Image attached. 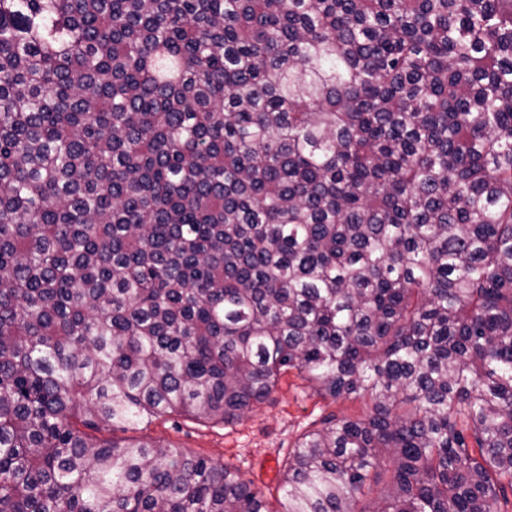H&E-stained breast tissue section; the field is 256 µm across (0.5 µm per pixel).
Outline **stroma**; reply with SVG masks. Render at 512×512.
<instances>
[{"label": "stroma", "instance_id": "1", "mask_svg": "<svg viewBox=\"0 0 512 512\" xmlns=\"http://www.w3.org/2000/svg\"><path fill=\"white\" fill-rule=\"evenodd\" d=\"M368 405L365 399L325 396L292 369L280 376L267 401L239 421L222 424L173 414L144 425L136 435L189 455L210 457L236 470L262 493L269 512H277L284 466L303 434L331 416L360 417Z\"/></svg>", "mask_w": 512, "mask_h": 512}]
</instances>
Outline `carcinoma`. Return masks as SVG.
Wrapping results in <instances>:
<instances>
[{
	"label": "carcinoma",
	"mask_w": 512,
	"mask_h": 512,
	"mask_svg": "<svg viewBox=\"0 0 512 512\" xmlns=\"http://www.w3.org/2000/svg\"><path fill=\"white\" fill-rule=\"evenodd\" d=\"M290 369L278 512L512 488V0H0V512H270L101 432Z\"/></svg>",
	"instance_id": "carcinoma-1"
}]
</instances>
